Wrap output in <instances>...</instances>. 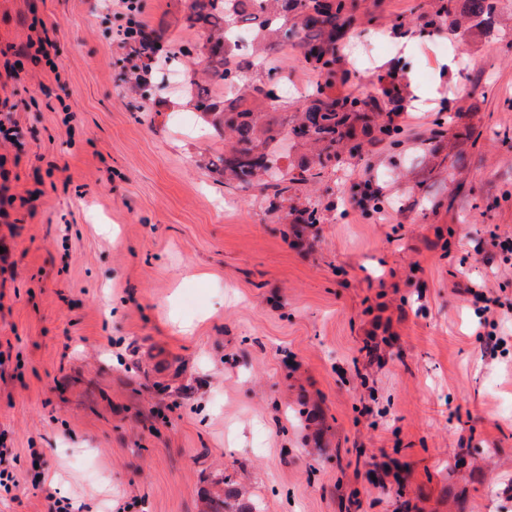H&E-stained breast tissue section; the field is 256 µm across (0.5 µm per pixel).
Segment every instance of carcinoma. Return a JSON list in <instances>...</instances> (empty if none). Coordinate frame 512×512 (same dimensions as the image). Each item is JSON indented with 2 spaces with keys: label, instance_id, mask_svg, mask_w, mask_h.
Returning a JSON list of instances; mask_svg holds the SVG:
<instances>
[{
  "label": "carcinoma",
  "instance_id": "cac0c4a2",
  "mask_svg": "<svg viewBox=\"0 0 512 512\" xmlns=\"http://www.w3.org/2000/svg\"><path fill=\"white\" fill-rule=\"evenodd\" d=\"M465 14L476 27L488 24L496 12V0H464ZM345 0H193L185 26L195 30L211 44L209 64L202 72L204 81L224 87V98L196 96L194 107L214 115V126L231 133L224 140L222 171L228 187H247L260 181V174L276 164L277 145L271 135L270 122L254 106L260 100L270 105L281 100L273 88L252 85L238 87L243 69L231 42L237 24L256 28L260 43L257 54H267L285 43V35L296 32L311 68L324 78L307 91L297 108L298 116L289 134L318 148L317 165L321 168L336 161L338 148L349 146L355 153L357 127L367 128L380 113L372 96L362 100L346 95H330L324 88L336 77V45L344 38L348 21L344 16Z\"/></svg>",
  "mask_w": 512,
  "mask_h": 512
}]
</instances>
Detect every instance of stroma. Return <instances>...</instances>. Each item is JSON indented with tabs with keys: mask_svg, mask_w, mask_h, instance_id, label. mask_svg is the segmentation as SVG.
Listing matches in <instances>:
<instances>
[{
	"mask_svg": "<svg viewBox=\"0 0 512 512\" xmlns=\"http://www.w3.org/2000/svg\"><path fill=\"white\" fill-rule=\"evenodd\" d=\"M353 2L334 91L397 133L277 198L225 187L180 81L133 84L112 0H0V512H208L229 483L230 512H512V0L490 34L464 0ZM189 10L142 0L181 77ZM271 71L319 80L292 40L243 80Z\"/></svg>",
	"mask_w": 512,
	"mask_h": 512,
	"instance_id": "obj_1",
	"label": "stroma"
}]
</instances>
